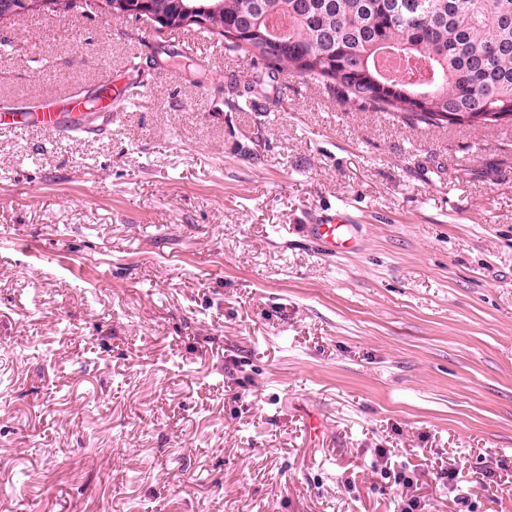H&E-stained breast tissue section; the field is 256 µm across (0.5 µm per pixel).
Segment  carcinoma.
I'll use <instances>...</instances> for the list:
<instances>
[{"mask_svg": "<svg viewBox=\"0 0 512 512\" xmlns=\"http://www.w3.org/2000/svg\"><path fill=\"white\" fill-rule=\"evenodd\" d=\"M204 29L250 57L242 110L288 70L343 105L421 124L512 122V0H223ZM405 67L383 79L382 50Z\"/></svg>", "mask_w": 512, "mask_h": 512, "instance_id": "cac0c4a2", "label": "carcinoma"}]
</instances>
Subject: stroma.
I'll use <instances>...</instances> for the list:
<instances>
[{"instance_id": "1", "label": "stroma", "mask_w": 512, "mask_h": 512, "mask_svg": "<svg viewBox=\"0 0 512 512\" xmlns=\"http://www.w3.org/2000/svg\"><path fill=\"white\" fill-rule=\"evenodd\" d=\"M183 36L105 0L0 19V106L142 93L0 128V512H400L411 470L426 512H512V123L288 74L231 110L249 61ZM340 206L363 246L331 256L306 226ZM59 109V104L49 102L42 108V112H1L0 127H22L34 125L42 128L48 134L58 132L79 133L83 131V124L74 125L72 116H77L75 112H63ZM71 113V114H70ZM70 119L71 128H66L67 117Z\"/></svg>"}]
</instances>
